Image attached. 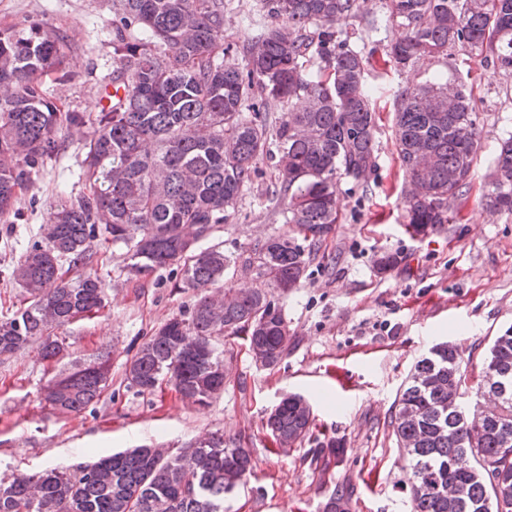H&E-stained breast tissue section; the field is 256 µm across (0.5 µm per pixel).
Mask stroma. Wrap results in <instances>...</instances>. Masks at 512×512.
I'll return each mask as SVG.
<instances>
[{
    "label": "stroma",
    "instance_id": "obj_1",
    "mask_svg": "<svg viewBox=\"0 0 512 512\" xmlns=\"http://www.w3.org/2000/svg\"><path fill=\"white\" fill-rule=\"evenodd\" d=\"M261 0H224V42L242 57L252 21L263 19ZM44 23L68 38L64 65L75 75L59 83L45 75L48 97L64 112L96 115L99 91L112 75V0H0V27ZM365 52L382 53L399 30L386 0H370L360 18L340 22ZM436 77L471 89L479 117V153L471 188L454 205L457 218L437 232H407L403 174L394 145L392 116L407 87ZM379 93L374 105L378 168L367 187L341 179L342 220L334 225L299 288L277 295L288 325V354L261 368L239 337L224 340V391L206 407L181 401L171 387L152 395L128 388L125 363L169 317L187 310L192 291L180 271L161 270L143 286L127 282L125 250H100L92 270L106 288L101 313L58 329L67 354L42 361L36 347L0 356V479L44 469H71L141 445L180 447L221 431L251 449L255 474L224 500V512H324L326 501L347 493L350 512H411L405 484L407 457L391 426L396 398L415 361L448 341L479 369L494 336L512 326V213L485 205L492 161L512 136V77L494 73L479 57L426 58L405 72L369 69ZM60 151L20 195L17 212L0 222V321L21 305L22 290L9 277L12 263L41 236L52 205L82 190L84 151L67 127ZM261 174L227 221L215 225L202 247L216 246L236 260L225 287L250 290L265 282L243 261L269 236L288 231L282 207L272 201L277 171ZM386 253L397 265L380 269ZM111 352L108 388L79 414H63L41 399V389L75 362ZM287 393L313 410L308 439L279 451L265 421ZM339 447L328 468L312 463L316 448Z\"/></svg>",
    "mask_w": 512,
    "mask_h": 512
}]
</instances>
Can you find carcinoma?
<instances>
[{"label": "carcinoma", "instance_id": "1", "mask_svg": "<svg viewBox=\"0 0 512 512\" xmlns=\"http://www.w3.org/2000/svg\"><path fill=\"white\" fill-rule=\"evenodd\" d=\"M366 0H262L280 26L260 27L226 61L224 0H112V81L125 97L90 119L60 112L42 77L73 78L62 67L65 42L42 24L0 29V218L58 151L59 121L83 134L84 191L61 199L42 238L13 264L10 279L28 305L0 321V356L39 341L55 361L64 342L53 332L105 307L96 274L67 278L108 244L126 248L127 279L165 268L182 272L194 292L189 313L169 318L125 365L128 385L152 394L172 385L205 406L224 390V355L216 339L243 335L273 367L288 354L281 307L261 291L223 287L232 260L198 242L235 212L267 160L277 170L285 223L246 258L280 290L298 287L325 236L339 223L338 182L367 183L377 169L376 88L370 57L336 29ZM400 29L383 64L404 71L451 51L482 57L512 73V0H388ZM288 106L276 124L260 108ZM472 90L450 78L406 88L397 98L393 133L406 188L402 202L413 233L450 222L448 198L463 199L478 152ZM486 205L512 212V137L493 162ZM458 346L417 360L399 394L393 431L409 458L412 512H512V327L497 336L479 369L508 389L478 430L455 414L468 378ZM109 358L75 365L48 380L44 400L80 413L108 387ZM312 408L299 394L283 398L266 427L278 449L302 442ZM250 449L210 433L173 450L140 446L72 470L0 480V512H224V498L253 474ZM461 498L448 504V487Z\"/></svg>", "mask_w": 512, "mask_h": 512}]
</instances>
